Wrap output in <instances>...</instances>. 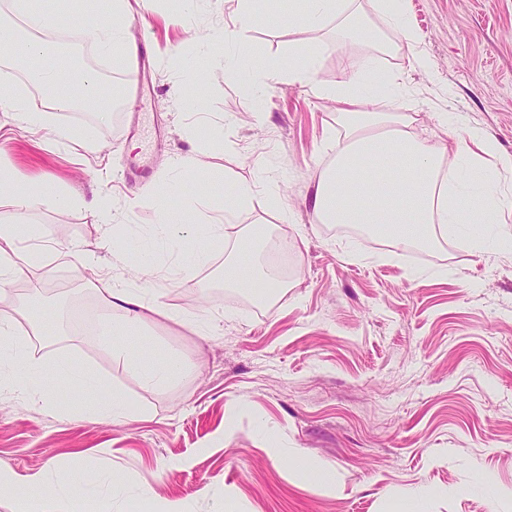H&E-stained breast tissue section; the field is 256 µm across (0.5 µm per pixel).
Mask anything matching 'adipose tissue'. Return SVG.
Segmentation results:
<instances>
[{"label": "adipose tissue", "mask_w": 512, "mask_h": 512, "mask_svg": "<svg viewBox=\"0 0 512 512\" xmlns=\"http://www.w3.org/2000/svg\"><path fill=\"white\" fill-rule=\"evenodd\" d=\"M357 0H299V13L309 27L320 26L334 18L336 32L346 38L355 33L354 22L360 13ZM407 0H379L378 10L387 29L396 32L418 67L426 59L406 23ZM15 7L26 17L28 32L0 28V47L22 46L24 59L30 60L27 80L44 98L69 108L79 100L94 101L98 112L108 114L114 100L110 85L103 83L96 70L73 78V64L59 43L47 34L58 26V17L50 0L31 7L29 0H15ZM133 16L130 0H106L103 14L84 26L83 35L106 57L113 70L128 68L133 60L134 42L128 34ZM371 57L354 61L352 78L337 88V122L344 130L336 143V158L321 173L313 198V211L323 224H358L367 234L407 248L431 249L447 237L467 242L474 254L512 251V235L501 228L504 200L511 187L502 176L512 171V157L499 155L496 145L476 128L467 127L461 115L451 116V125L466 126L467 136L452 143H431L415 132L414 118L408 114L377 112V102L389 91L398 89L395 76L373 79ZM179 184L166 185L157 199L158 224L155 236L143 239L124 237L121 225L113 223L110 211L98 198H86L60 189L53 182L26 183L0 168V197L10 198L11 214L0 217V303L10 301L7 290L13 281L31 276L43 266L44 254L28 248V240L39 237L37 225L24 222V215L44 202L60 211L82 210L96 223L110 227L113 246L136 259L138 277L150 278L155 254L168 250L178 269L205 266L211 248L227 237L224 222L251 204L254 183L237 180L224 199V216L202 218L193 208H172L167 198L176 195ZM224 284L254 296L272 294L278 280L255 260L224 265ZM104 304L117 311L120 319L112 327L102 328L112 359L141 378L143 383L164 390L191 369L174 354L149 356L135 349L130 336L160 316L188 327L194 334L207 336L211 326L194 315L170 309L147 291H133L117 285L99 290ZM12 321L0 319V389L47 406L54 405L59 386L80 380L87 393L100 388L97 377L77 369L57 366L53 379H46L44 363L28 357L24 344L14 335ZM56 503L52 512H86L95 504L97 512H112L107 479L90 486L66 474L57 475Z\"/></svg>", "instance_id": "obj_1"}]
</instances>
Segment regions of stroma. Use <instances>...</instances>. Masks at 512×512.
Here are the masks:
<instances>
[{"mask_svg":"<svg viewBox=\"0 0 512 512\" xmlns=\"http://www.w3.org/2000/svg\"><path fill=\"white\" fill-rule=\"evenodd\" d=\"M175 2L152 0L135 15L130 31L152 41L156 64L113 80L108 120L45 102L50 127L34 135L0 112L5 159L20 177L101 195L131 237L154 229L166 178L181 185L172 203L215 217L232 178L271 184L233 217L208 265L180 273L173 259L162 261L152 286L163 302L212 326L198 336L160 319L132 338L134 347L196 363L164 391L114 363L95 331L112 319L99 280L141 288L129 276L133 257L113 251L84 212L44 204L30 213L44 240L70 245L75 260L47 261L34 279L15 281V334L34 358L89 370L102 386L91 397L71 384L53 408L0 391V466L22 477L63 471L88 484L109 470L112 512H140L131 492L142 485L182 512H397L415 493L427 512H512V252L476 256L454 239L412 253L375 246L318 223L312 209L333 157L328 136L344 134L328 91L349 80L355 56L372 55L376 75L402 78L382 111L412 115L434 141L464 137L441 123L463 113L512 156V0H408L424 69L381 25L374 0H361V12L384 48H337L329 30L289 19L268 0L226 53L241 48L259 63L313 50L318 80L284 71L262 83L256 72L215 67L197 113L172 97L199 61L192 33L232 25L235 5L197 0L184 14ZM141 82L135 112L125 99ZM54 127L76 130L93 149L54 148ZM190 154L204 155V172L179 168ZM250 225L258 258L272 243L289 245L287 285L267 304L224 285V261ZM116 392L139 420L91 414V401ZM320 472L334 483L318 481Z\"/></svg>","mask_w":512,"mask_h":512,"instance_id":"35a3bbf8","label":"stroma"}]
</instances>
